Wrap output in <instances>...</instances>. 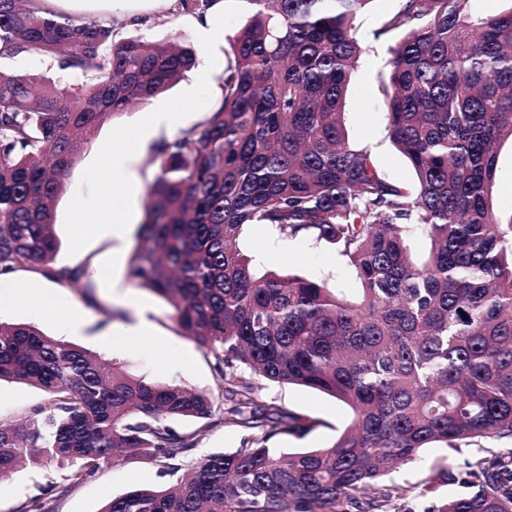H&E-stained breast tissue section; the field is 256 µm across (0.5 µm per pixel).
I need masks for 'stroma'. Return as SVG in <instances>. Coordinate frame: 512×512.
Segmentation results:
<instances>
[{"instance_id":"1","label":"stroma","mask_w":512,"mask_h":512,"mask_svg":"<svg viewBox=\"0 0 512 512\" xmlns=\"http://www.w3.org/2000/svg\"><path fill=\"white\" fill-rule=\"evenodd\" d=\"M222 3L221 21L225 36L215 43L197 35L195 16L170 14V0H58L56 9L74 19L111 23L120 37L143 36L155 40L182 37L194 49L198 64H211L215 76L219 77L227 64V38L245 22L251 9L248 0H222ZM400 6V0H372L357 19V34L365 51L351 74L346 131L352 144L372 151L385 176L411 184L415 181L414 172L389 140L382 107V79L388 70L389 48L396 38L375 35L386 17ZM186 87V82H178L165 94L152 99L150 104L132 106L99 129L91 146L83 151L70 171L66 191L55 207L53 221L61 243L57 263L104 267L113 272L114 277L125 275L136 245L135 236H128L119 244L95 233L86 224L78 204L85 200L107 199L116 210H130L133 224L142 223L146 201L144 189L157 173L151 148H144L138 160L142 187L138 195L122 187L116 197H107V185L101 176L103 162L124 134L143 127L150 108L176 113L185 128L202 121L214 105L211 89L207 86L199 89V105L194 108L185 99ZM240 245L259 269L324 281L351 295L356 294L360 286L354 270L328 244L291 238L270 227L253 225L245 229ZM48 287L54 288L55 293L53 300L46 304L36 301L29 307L17 308L1 301L2 296L22 289ZM108 308L123 310L130 323L139 316H147L151 322L150 333L133 343L116 336L103 338L102 332L107 327L104 311ZM78 314L84 316L86 326L70 328L71 319ZM0 320L33 324L47 334L96 353L104 361L118 362L134 376L174 382L203 392L210 397L219 416L232 405L231 386L250 387L256 400L293 413L308 424L309 429L304 434L281 432L268 440V447L285 453L331 444L353 417L347 405L324 393L266 381L241 364L225 369L224 373H216L212 357L183 336L164 299L132 285L122 292H115L111 279L96 280L95 299L90 302L84 299L81 289L67 285L56 287L40 273L20 272L11 279L0 280ZM43 401V393L31 386L7 381L0 383L2 420L20 419ZM244 435V430L237 427H213L185 456L183 468H190L197 460L213 453L236 451L241 448ZM471 453L468 447L458 452L438 446L425 448L415 463L390 474L391 482L409 489L400 503L404 512H424L426 507L461 493L460 484L433 483L429 476L432 467L449 462L463 463ZM63 476L61 469L27 463L9 479L0 480V512H20L27 500L40 495L42 488L61 481ZM168 480L159 461L146 457L112 460L101 463L88 480L51 499L48 509L49 512H98L108 498L136 486L158 487Z\"/></svg>"}]
</instances>
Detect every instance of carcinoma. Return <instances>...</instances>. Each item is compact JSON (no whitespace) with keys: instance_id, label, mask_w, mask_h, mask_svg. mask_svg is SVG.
Segmentation results:
<instances>
[{"instance_id":"carcinoma-1","label":"carcinoma","mask_w":512,"mask_h":512,"mask_svg":"<svg viewBox=\"0 0 512 512\" xmlns=\"http://www.w3.org/2000/svg\"><path fill=\"white\" fill-rule=\"evenodd\" d=\"M218 0H172L203 14ZM232 57L204 121L154 148L157 174L127 279L163 298L215 369L245 365L277 384L349 406L329 446L279 453L275 434L306 426L249 389L232 391L223 424L250 431L231 453L179 474L217 424L210 398L135 378L91 351L0 321V381L45 402L0 420V480L25 461L68 467L42 497L92 477L110 458L147 457L176 479L133 488L100 512H391L407 489L384 478L423 448L512 443V215L489 198L498 150L512 141V10L473 17L469 0H401L374 32H397L383 81L388 136L417 178L386 177L349 142L344 111L363 47L359 13L373 0H248ZM46 57L54 78L0 70V277L36 269L87 300L83 265H56L53 213L65 176L99 128L193 71L183 39L116 38L38 0H0V57ZM85 77L70 84L64 76ZM326 243L354 268L356 301L298 275L255 271L240 248L248 225ZM427 239L414 261L411 233ZM199 428L178 432L171 420ZM437 477L466 491L427 512H512V448L479 452Z\"/></svg>"}]
</instances>
